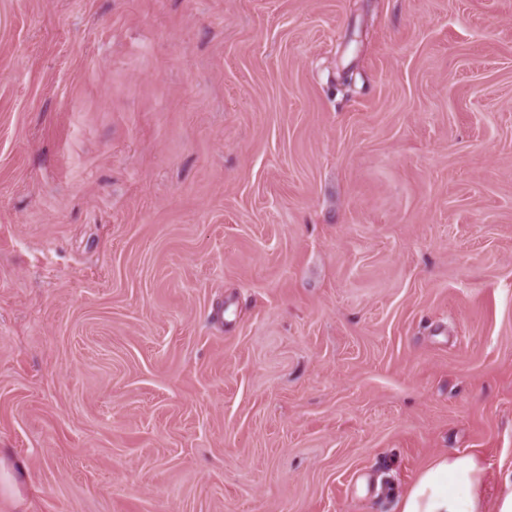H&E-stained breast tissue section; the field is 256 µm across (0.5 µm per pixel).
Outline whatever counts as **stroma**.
<instances>
[{
    "instance_id": "obj_1",
    "label": "stroma",
    "mask_w": 512,
    "mask_h": 512,
    "mask_svg": "<svg viewBox=\"0 0 512 512\" xmlns=\"http://www.w3.org/2000/svg\"><path fill=\"white\" fill-rule=\"evenodd\" d=\"M0 451V512L493 495L512 0H0ZM9 496L15 500L23 497V485L14 466L0 451V496ZM482 469L474 457L435 458L400 500L399 512H485L479 487Z\"/></svg>"
}]
</instances>
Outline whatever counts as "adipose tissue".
<instances>
[{"instance_id": "1", "label": "adipose tissue", "mask_w": 512, "mask_h": 512, "mask_svg": "<svg viewBox=\"0 0 512 512\" xmlns=\"http://www.w3.org/2000/svg\"><path fill=\"white\" fill-rule=\"evenodd\" d=\"M482 470L474 457L435 458L400 500V512H484L479 487Z\"/></svg>"}]
</instances>
